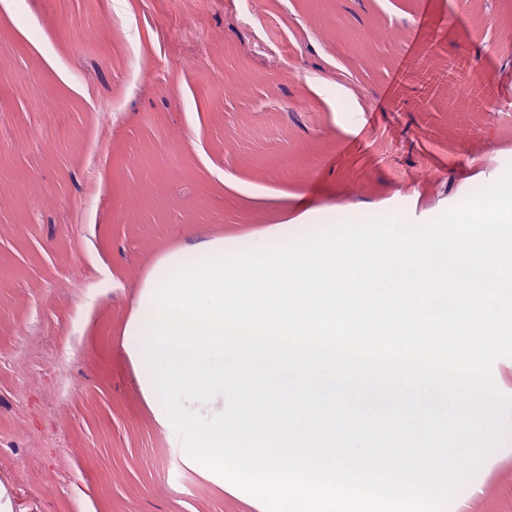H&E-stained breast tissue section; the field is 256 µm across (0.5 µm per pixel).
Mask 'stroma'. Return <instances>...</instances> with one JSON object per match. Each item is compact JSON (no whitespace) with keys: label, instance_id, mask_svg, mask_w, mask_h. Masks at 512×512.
<instances>
[{"label":"stroma","instance_id":"1","mask_svg":"<svg viewBox=\"0 0 512 512\" xmlns=\"http://www.w3.org/2000/svg\"><path fill=\"white\" fill-rule=\"evenodd\" d=\"M510 166L512 0H0L15 512H256L145 402L122 335L154 267L310 209L425 224ZM504 444L471 512H512Z\"/></svg>","mask_w":512,"mask_h":512}]
</instances>
